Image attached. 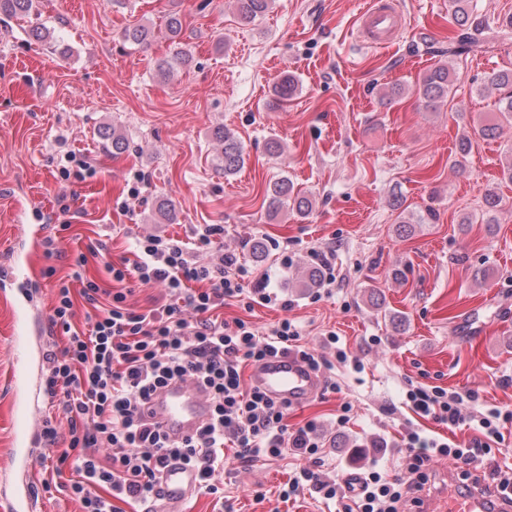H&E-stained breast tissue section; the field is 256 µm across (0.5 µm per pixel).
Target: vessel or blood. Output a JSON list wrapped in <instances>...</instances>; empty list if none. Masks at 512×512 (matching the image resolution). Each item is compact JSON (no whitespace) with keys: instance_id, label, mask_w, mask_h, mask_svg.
<instances>
[{"instance_id":"obj_1","label":"vessel or blood","mask_w":512,"mask_h":512,"mask_svg":"<svg viewBox=\"0 0 512 512\" xmlns=\"http://www.w3.org/2000/svg\"><path fill=\"white\" fill-rule=\"evenodd\" d=\"M362 41L375 48L389 47L403 27V16L395 0H372L358 16ZM18 264L0 268V300L9 301V286L28 280ZM250 380L272 398L298 406L313 398L322 380L294 355L270 358L251 370ZM153 420L173 438L192 434L209 413V400L195 382L179 380L165 387L151 403ZM199 485L196 470L181 462H170L158 484L159 512H181L182 504ZM512 512V500L479 488L463 495L429 499L424 512Z\"/></svg>"}]
</instances>
